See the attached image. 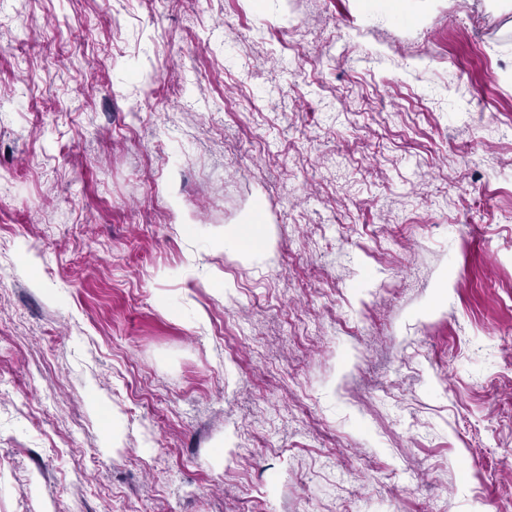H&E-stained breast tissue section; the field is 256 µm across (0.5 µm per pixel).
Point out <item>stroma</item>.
I'll return each instance as SVG.
<instances>
[{
  "label": "stroma",
  "mask_w": 512,
  "mask_h": 512,
  "mask_svg": "<svg viewBox=\"0 0 512 512\" xmlns=\"http://www.w3.org/2000/svg\"><path fill=\"white\" fill-rule=\"evenodd\" d=\"M0 277V512H512V7L0 0ZM260 240L258 224H243L232 230H225L222 242L224 246L237 245L244 257L252 259L258 256V249H251L250 246Z\"/></svg>",
  "instance_id": "35a3bbf8"
}]
</instances>
